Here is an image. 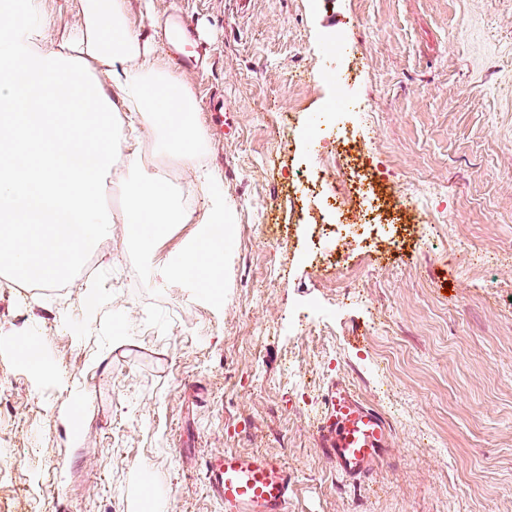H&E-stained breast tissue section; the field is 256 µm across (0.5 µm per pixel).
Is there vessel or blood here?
Segmentation results:
<instances>
[{"label":"vessel or blood","instance_id":"vessel-or-blood-1","mask_svg":"<svg viewBox=\"0 0 512 512\" xmlns=\"http://www.w3.org/2000/svg\"><path fill=\"white\" fill-rule=\"evenodd\" d=\"M313 429L318 452L346 482H365L389 459L391 422L347 378L328 385ZM295 478L279 458L263 453L224 451L205 462L208 493L224 512H289Z\"/></svg>","mask_w":512,"mask_h":512}]
</instances>
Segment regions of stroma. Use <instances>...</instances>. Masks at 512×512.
<instances>
[{
    "mask_svg": "<svg viewBox=\"0 0 512 512\" xmlns=\"http://www.w3.org/2000/svg\"><path fill=\"white\" fill-rule=\"evenodd\" d=\"M38 8L47 48L79 24L78 0ZM176 11L232 218L224 304L158 286L195 227L140 244L117 193L93 275L35 291L0 275V512H137L146 484L163 512H222L203 477L221 450L295 471L291 512H512V0H131L168 62ZM329 66L351 104L332 134H364L381 192L433 187L428 242L411 209L339 237L302 212L288 176L320 168L300 131L336 101ZM26 336L45 372L18 360ZM339 375L394 428L359 486L315 450Z\"/></svg>",
    "mask_w": 512,
    "mask_h": 512,
    "instance_id": "1",
    "label": "stroma"
}]
</instances>
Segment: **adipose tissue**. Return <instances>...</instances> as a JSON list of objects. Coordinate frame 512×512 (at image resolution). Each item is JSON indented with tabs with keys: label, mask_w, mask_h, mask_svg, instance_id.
Wrapping results in <instances>:
<instances>
[{
	"label": "adipose tissue",
	"mask_w": 512,
	"mask_h": 512,
	"mask_svg": "<svg viewBox=\"0 0 512 512\" xmlns=\"http://www.w3.org/2000/svg\"><path fill=\"white\" fill-rule=\"evenodd\" d=\"M129 0H80V24L58 49L42 45L50 15L32 0H0V268L23 283L65 278L106 233L101 191L116 155L128 178L122 223L149 243L169 225L197 231L162 277L218 299L224 285V200L201 217L163 168L142 164L139 130L154 134L168 164L199 170L206 131L195 96L155 55L154 40L128 22ZM128 113L120 140L113 115Z\"/></svg>",
	"instance_id": "obj_1"
}]
</instances>
